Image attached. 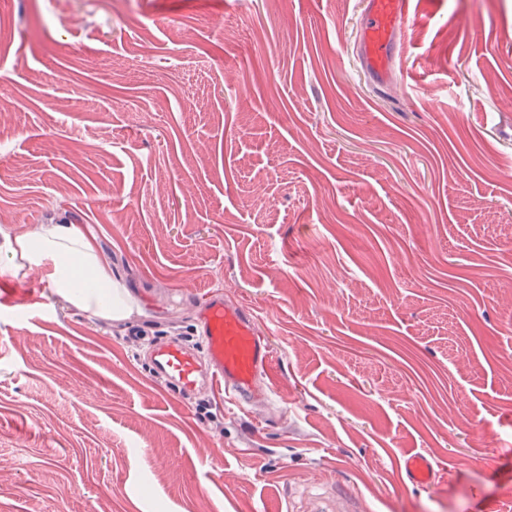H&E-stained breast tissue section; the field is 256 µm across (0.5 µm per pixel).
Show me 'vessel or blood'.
Here are the masks:
<instances>
[{"label": "vessel or blood", "instance_id": "1", "mask_svg": "<svg viewBox=\"0 0 512 512\" xmlns=\"http://www.w3.org/2000/svg\"><path fill=\"white\" fill-rule=\"evenodd\" d=\"M409 21L410 0H370L362 19L361 60L376 84H386L391 62L400 52L397 34ZM196 334L201 341L197 347L176 339L152 343L146 355L149 371L180 395L220 388L240 407L268 399L258 377L271 364L273 349L243 308L208 294ZM405 472L409 482L421 488L436 477L432 461L422 454L406 460Z\"/></svg>", "mask_w": 512, "mask_h": 512}]
</instances>
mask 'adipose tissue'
<instances>
[{"instance_id":"adipose-tissue-1","label":"adipose tissue","mask_w":512,"mask_h":512,"mask_svg":"<svg viewBox=\"0 0 512 512\" xmlns=\"http://www.w3.org/2000/svg\"><path fill=\"white\" fill-rule=\"evenodd\" d=\"M16 245L21 259L44 270L55 294L73 308L111 321L128 319L136 308V298L76 225L43 227L18 237Z\"/></svg>"}]
</instances>
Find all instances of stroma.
<instances>
[{"label":"stroma","mask_w":512,"mask_h":512,"mask_svg":"<svg viewBox=\"0 0 512 512\" xmlns=\"http://www.w3.org/2000/svg\"><path fill=\"white\" fill-rule=\"evenodd\" d=\"M366 6L0 0V512H512V0H411L386 87ZM69 222L138 314L13 256ZM210 292L269 404L144 365ZM405 472L409 482L417 487H428L436 477L431 460L423 454H415L405 461Z\"/></svg>","instance_id":"35a3bbf8"}]
</instances>
